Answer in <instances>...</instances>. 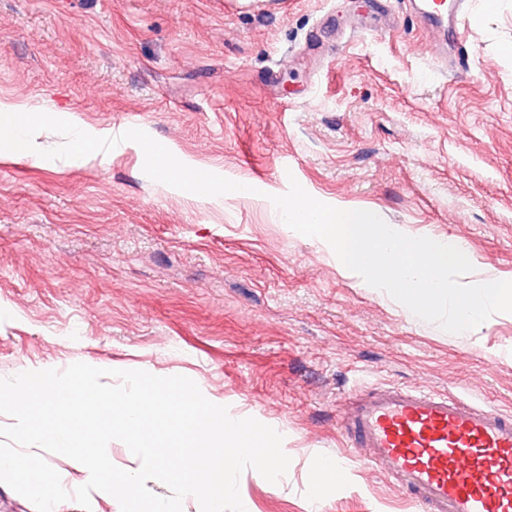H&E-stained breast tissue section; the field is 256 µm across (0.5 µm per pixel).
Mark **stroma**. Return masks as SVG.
I'll use <instances>...</instances> for the list:
<instances>
[{
  "instance_id": "stroma-1",
  "label": "stroma",
  "mask_w": 512,
  "mask_h": 512,
  "mask_svg": "<svg viewBox=\"0 0 512 512\" xmlns=\"http://www.w3.org/2000/svg\"><path fill=\"white\" fill-rule=\"evenodd\" d=\"M482 2L459 65L409 0H0V101L144 130L247 186L206 200L153 181L133 142L0 159V378L83 362L193 379L283 436L278 483L240 477L250 512H309L353 385L512 412V316L469 334L413 320L271 202L294 179L512 280V0ZM320 512L422 510L360 467Z\"/></svg>"
}]
</instances>
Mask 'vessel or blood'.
<instances>
[{
  "label": "vessel or blood",
  "instance_id": "obj_1",
  "mask_svg": "<svg viewBox=\"0 0 512 512\" xmlns=\"http://www.w3.org/2000/svg\"><path fill=\"white\" fill-rule=\"evenodd\" d=\"M434 31L461 38L455 0H421ZM338 428L350 452L337 457L329 492L351 465L375 469L423 512H512V415L413 386L353 390L340 399Z\"/></svg>",
  "mask_w": 512,
  "mask_h": 512
}]
</instances>
